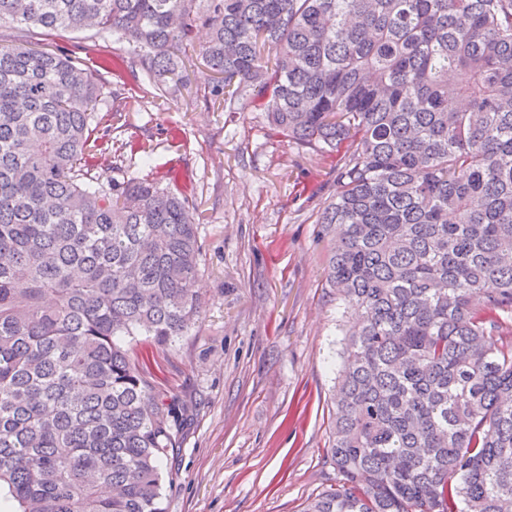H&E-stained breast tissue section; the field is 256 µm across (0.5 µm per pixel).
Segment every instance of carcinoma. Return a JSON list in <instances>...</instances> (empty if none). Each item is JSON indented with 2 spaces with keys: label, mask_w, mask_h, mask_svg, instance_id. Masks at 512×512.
Wrapping results in <instances>:
<instances>
[{
  "label": "carcinoma",
  "mask_w": 512,
  "mask_h": 512,
  "mask_svg": "<svg viewBox=\"0 0 512 512\" xmlns=\"http://www.w3.org/2000/svg\"><path fill=\"white\" fill-rule=\"evenodd\" d=\"M0 500L162 512L184 421L130 355L200 313L192 195L104 177L121 114L36 36L110 29L155 86L199 28L208 93L340 156L318 223L353 310L303 512H512V0H0Z\"/></svg>",
  "instance_id": "carcinoma-1"
}]
</instances>
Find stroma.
I'll return each mask as SVG.
<instances>
[{"instance_id":"obj_1","label":"stroma","mask_w":512,"mask_h":512,"mask_svg":"<svg viewBox=\"0 0 512 512\" xmlns=\"http://www.w3.org/2000/svg\"><path fill=\"white\" fill-rule=\"evenodd\" d=\"M205 39L197 32L181 51L162 92L141 73L99 72L122 109L113 140L139 145L113 158L112 177L179 171L202 246L195 326L168 346L137 337L131 352L186 408L163 466L164 512H302L336 482L326 450L350 312L327 284L330 242L318 223L336 160L272 133L247 102L232 112L214 102ZM44 44L83 46L91 59L131 52L96 28Z\"/></svg>"}]
</instances>
